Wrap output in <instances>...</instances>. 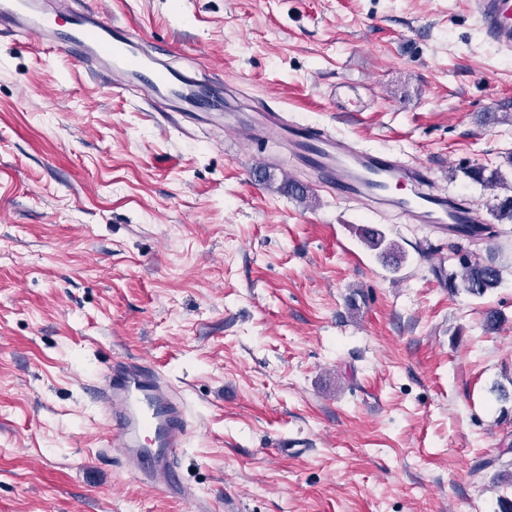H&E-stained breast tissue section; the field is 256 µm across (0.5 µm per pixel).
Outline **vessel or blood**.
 Returning a JSON list of instances; mask_svg holds the SVG:
<instances>
[{"mask_svg":"<svg viewBox=\"0 0 512 512\" xmlns=\"http://www.w3.org/2000/svg\"><path fill=\"white\" fill-rule=\"evenodd\" d=\"M487 40L512 50V0H474ZM0 23L13 32L66 52L72 63L105 73L113 89L138 87L171 107L219 96L221 87L200 83L187 72L146 53L141 38L90 12H72L62 0H0ZM250 145L277 142L288 150L290 169L314 170L323 188L400 224H428L455 240L481 224L469 203L435 186L432 169L406 163L387 148L367 147L286 113L264 108L249 119L227 121ZM94 423L104 450L116 452L126 471L142 484L183 498L177 465L194 432L181 394L145 359L113 357L98 373Z\"/></svg>","mask_w":512,"mask_h":512,"instance_id":"b4317fda","label":"vessel or blood"}]
</instances>
